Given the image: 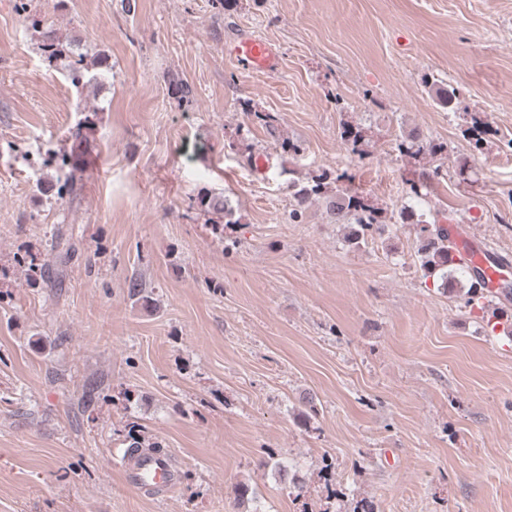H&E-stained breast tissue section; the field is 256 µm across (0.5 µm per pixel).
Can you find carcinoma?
Segmentation results:
<instances>
[{
	"mask_svg": "<svg viewBox=\"0 0 512 512\" xmlns=\"http://www.w3.org/2000/svg\"><path fill=\"white\" fill-rule=\"evenodd\" d=\"M40 34L42 51L50 58L61 62L75 85L83 84L86 73L89 72V64L85 61V57L81 55L76 57L72 53H63L58 50L60 37L54 25H44ZM396 149L401 154L415 152L436 155L444 151V146L434 141H423L419 135L412 134L398 140ZM294 201L292 216L295 218L301 216L312 203L323 202L327 213L336 219V223L345 224L351 229L350 241L354 245H359L367 238L385 232L386 224L381 211L367 205L355 192L339 188L332 189L324 177L298 189L294 193ZM401 215L404 220L420 226L423 237L420 261L425 275L437 277L445 285H453L457 281V271L468 272L467 267L451 258L453 245L443 235L441 224L436 216L425 212L418 214L413 210L409 212L403 210ZM479 285L480 280L477 276H469L467 286L461 288L465 304L471 305L484 299L483 289L479 288Z\"/></svg>",
	"mask_w": 512,
	"mask_h": 512,
	"instance_id": "obj_1",
	"label": "carcinoma"
}]
</instances>
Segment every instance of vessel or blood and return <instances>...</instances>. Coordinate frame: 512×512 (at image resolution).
<instances>
[{
  "label": "vessel or blood",
  "mask_w": 512,
  "mask_h": 512,
  "mask_svg": "<svg viewBox=\"0 0 512 512\" xmlns=\"http://www.w3.org/2000/svg\"><path fill=\"white\" fill-rule=\"evenodd\" d=\"M225 53L247 69L264 74L275 73L280 66V57L274 46L267 40L252 34L241 35L226 47ZM444 234L455 246V257L462 259L470 268L481 273L485 294L497 300L503 299L502 288L507 273L512 272V259L489 258L484 244L460 225H445ZM147 468L152 470L153 482L156 486L172 484V469L167 459L147 456L135 466L136 472L139 473Z\"/></svg>",
  "instance_id": "1"
}]
</instances>
